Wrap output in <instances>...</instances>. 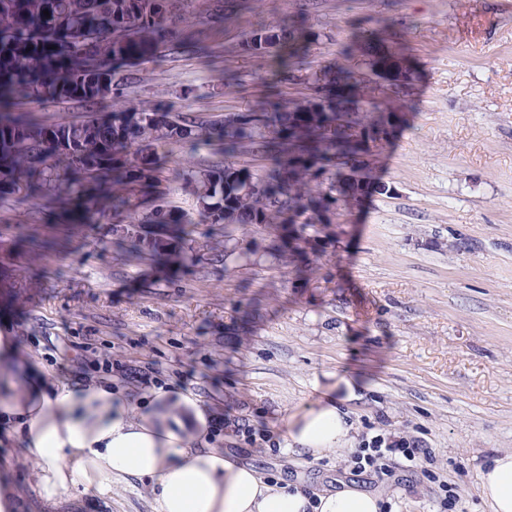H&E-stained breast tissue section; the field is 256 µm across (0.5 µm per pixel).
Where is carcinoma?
<instances>
[{
	"label": "carcinoma",
	"mask_w": 512,
	"mask_h": 512,
	"mask_svg": "<svg viewBox=\"0 0 512 512\" xmlns=\"http://www.w3.org/2000/svg\"><path fill=\"white\" fill-rule=\"evenodd\" d=\"M195 0H0V174L14 190L34 184L65 190L88 212L95 194L113 182L135 201L146 188L158 191L152 156L169 139L207 142L224 151V165L203 170L202 182L214 199L210 223L224 225V261L248 259L237 252V234L249 226L274 225L279 255L301 277L319 247L336 237L323 227L386 184L371 180L373 149L393 137L404 113L379 101L371 75L385 78L386 95L404 101L414 75L406 60L390 50L380 30L371 31L353 54L332 66L315 67L311 46L320 34L266 20L242 35L240 51L257 55L288 49V83L307 93L267 107L210 120L195 112H168L149 101H128L114 93L117 68L101 67L99 57L121 62L156 49L148 34L181 14ZM49 15H44L43 11ZM60 45L67 73L51 74L50 49ZM112 92V114L92 110L78 120L32 128L9 114L15 103L78 98L90 106ZM247 156L267 162L262 173L236 165ZM185 225L163 201L139 224H117L114 235L130 242L131 253L164 258L185 234Z\"/></svg>",
	"instance_id": "cac0c4a2"
}]
</instances>
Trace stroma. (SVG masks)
<instances>
[{
    "instance_id": "1",
    "label": "stroma",
    "mask_w": 512,
    "mask_h": 512,
    "mask_svg": "<svg viewBox=\"0 0 512 512\" xmlns=\"http://www.w3.org/2000/svg\"><path fill=\"white\" fill-rule=\"evenodd\" d=\"M212 3L196 0L153 54L126 59L134 76L120 80L123 96L208 118L258 108L290 92L288 57L241 54L242 33L271 16L292 21L322 34L312 60L326 65L378 20L414 73L399 105L406 123L371 160L388 193L342 212L335 246L302 278L271 258L275 234L261 227L239 235L251 264L217 261L224 227L207 221L197 172L219 154L203 141H166L155 159L161 194L132 204L119 187L89 214L62 197L12 193L0 198V343L50 391L89 358L156 365L163 388L196 391L224 417L213 446L305 491L344 481L396 512H440L443 481L457 498L451 512H489L480 470L512 449V0H323L312 16L294 0H224L230 26ZM188 25L195 37L184 46ZM219 72L232 89L215 82ZM84 112L77 101L15 110L43 127ZM159 196L189 223L166 265L121 252L113 234ZM336 371L358 385L346 404L354 447L379 434L412 439L433 449L429 470L394 458L378 479L354 473L347 450L286 451L284 417ZM15 427L0 418V471L32 486L38 467ZM0 512H152V497L118 483L111 496L79 492L56 505L0 496Z\"/></svg>"
}]
</instances>
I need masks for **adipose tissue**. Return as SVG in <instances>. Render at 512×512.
Returning a JSON list of instances; mask_svg holds the SVG:
<instances>
[{"instance_id":"1","label":"adipose tissue","mask_w":512,"mask_h":512,"mask_svg":"<svg viewBox=\"0 0 512 512\" xmlns=\"http://www.w3.org/2000/svg\"><path fill=\"white\" fill-rule=\"evenodd\" d=\"M357 386L343 375L319 386L311 402L284 419L289 447L319 456L349 448L353 423L344 405ZM0 408L21 424L38 464L36 492L49 504L81 488L105 496L113 483L149 485L153 512H384L375 494L344 485L307 494L270 481L207 445L210 415L192 393L160 391L131 402L107 385L53 395L5 392ZM480 496L491 512H512V451L489 460Z\"/></svg>"}]
</instances>
